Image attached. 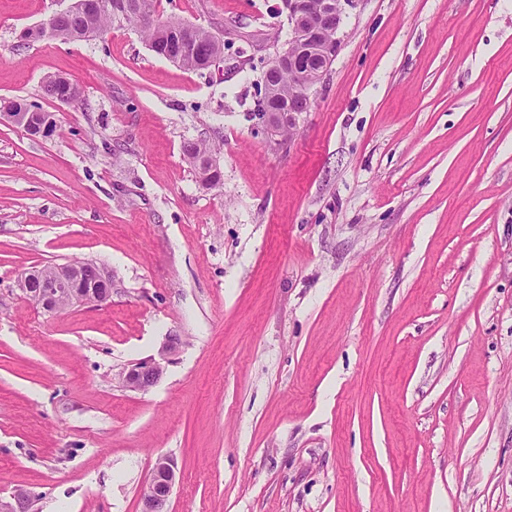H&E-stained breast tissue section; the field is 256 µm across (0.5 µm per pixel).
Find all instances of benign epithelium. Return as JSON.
Here are the masks:
<instances>
[{
  "label": "benign epithelium",
  "instance_id": "7a95c632",
  "mask_svg": "<svg viewBox=\"0 0 512 512\" xmlns=\"http://www.w3.org/2000/svg\"><path fill=\"white\" fill-rule=\"evenodd\" d=\"M280 11L286 13L289 36L282 48L269 59L263 75L276 74L284 67L298 73L315 75L314 84L323 79L325 72L336 55L339 42L333 34L339 30L346 7L354 0H320L313 5L312 0H281ZM87 0H70L68 7L53 13L39 24L23 29L20 38L28 40L43 36L54 30L58 18L85 10ZM313 84L288 98V111L267 112L261 121L262 130L273 140H278L284 132H293L296 117L309 111V90ZM6 122L34 138L48 139L54 136L55 129L50 123L35 126L32 113L16 109L13 101H0V123ZM20 286L26 296L47 311H56L62 298L67 305L83 304L100 306L112 296V280L97 265L83 270L67 265L55 267V273L48 275L45 269H32L21 277ZM181 338L168 336L160 350L159 358L142 360L132 364L121 373L123 387L130 391H146L155 386L164 376L165 363L177 352ZM176 483L175 462L167 457L157 458L151 475L140 494L139 512H169L170 498ZM0 512H31V499L23 490L15 491L11 500L0 499Z\"/></svg>",
  "mask_w": 512,
  "mask_h": 512
}]
</instances>
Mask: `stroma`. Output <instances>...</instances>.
Listing matches in <instances>:
<instances>
[{"label":"stroma","mask_w":512,"mask_h":512,"mask_svg":"<svg viewBox=\"0 0 512 512\" xmlns=\"http://www.w3.org/2000/svg\"><path fill=\"white\" fill-rule=\"evenodd\" d=\"M279 2L159 0L224 32L189 71L127 25L21 42L62 2L0 0V96L60 126L0 123V497L139 512L165 455L170 512H512V0H356L281 144L250 117ZM75 261L108 304L19 286ZM215 151H216V149L214 148L213 145H211L210 143L203 141V140L188 141V142L184 143V145H183L184 159L195 169H198V171L200 169V166H199L200 160L206 155H211V156H207L211 172L220 169V165L217 160V157L214 156ZM199 174L201 175L200 171H199ZM221 178H222L221 172L219 174H215L210 177L202 176V180L208 185H211L212 182L217 181V180L221 181ZM180 345L179 336H167L158 360L151 358L136 362L121 373L123 387L130 391H147L155 386L164 376L165 363L177 352Z\"/></svg>","instance_id":"obj_1"}]
</instances>
